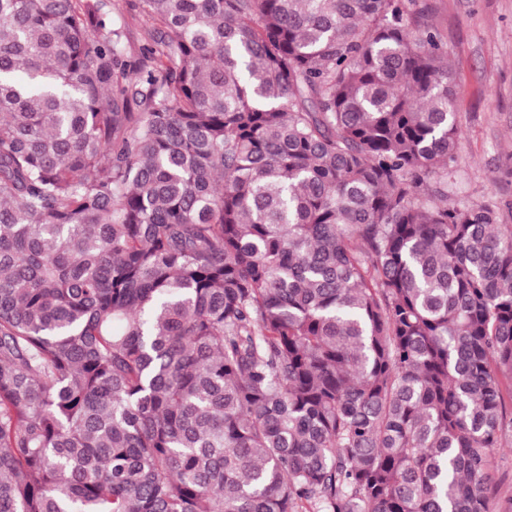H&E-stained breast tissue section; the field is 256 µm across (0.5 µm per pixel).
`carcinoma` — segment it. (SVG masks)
<instances>
[{"label":"carcinoma","mask_w":512,"mask_h":512,"mask_svg":"<svg viewBox=\"0 0 512 512\" xmlns=\"http://www.w3.org/2000/svg\"><path fill=\"white\" fill-rule=\"evenodd\" d=\"M132 7L0 0V512H489L512 228L417 0ZM114 12L116 23L121 26L126 36V42L133 51H138L139 47L150 40L154 35V25L145 16L129 9L124 0H107ZM113 4H118L120 10H116Z\"/></svg>","instance_id":"carcinoma-1"}]
</instances>
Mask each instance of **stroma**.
I'll list each match as a JSON object with an SVG mask.
<instances>
[{
    "label": "stroma",
    "mask_w": 512,
    "mask_h": 512,
    "mask_svg": "<svg viewBox=\"0 0 512 512\" xmlns=\"http://www.w3.org/2000/svg\"><path fill=\"white\" fill-rule=\"evenodd\" d=\"M457 84L460 129L448 199L512 225V0H418ZM489 512H512V428L496 451Z\"/></svg>",
    "instance_id": "1"
}]
</instances>
